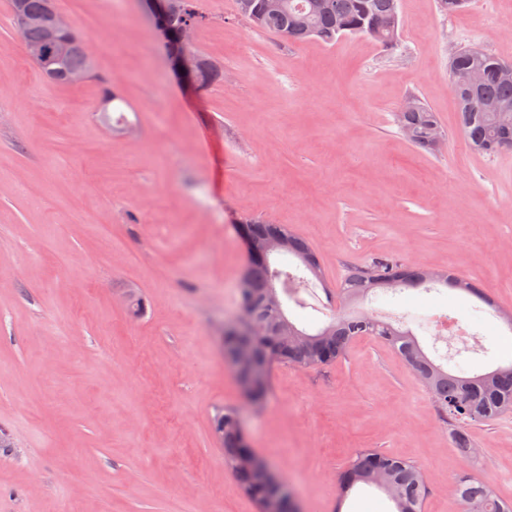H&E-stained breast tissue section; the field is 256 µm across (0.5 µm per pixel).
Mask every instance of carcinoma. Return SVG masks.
<instances>
[{"instance_id":"1","label":"carcinoma","mask_w":512,"mask_h":512,"mask_svg":"<svg viewBox=\"0 0 512 512\" xmlns=\"http://www.w3.org/2000/svg\"><path fill=\"white\" fill-rule=\"evenodd\" d=\"M264 0H250V8L242 12L255 29L278 36L288 33V40L302 42L311 38L334 44L341 37L369 36L382 45H393L399 36L398 0H328L323 10L312 9L311 0H285L286 11L272 13L264 9ZM188 9L172 11L154 21L158 31L176 36L188 20L202 27L206 16L198 8V0H188ZM69 54L59 62L61 69L86 65L78 31L68 35ZM203 63L195 77L199 87H207L222 78L220 66L195 49ZM502 60L488 53L481 58L469 54V47L460 48L455 61L448 65L450 90L458 104V121L469 147L484 156H497L512 150V110L500 112L496 107L512 105V79L500 75ZM478 70L479 85L467 87L468 75ZM408 141L429 152L439 150L446 133L437 115L427 105L418 103V110L399 115ZM253 238H288V254L298 258L317 280L323 276L315 249L309 241L282 224H272L260 217L247 216L238 221ZM283 271L271 267L269 256L246 258L237 282L238 300L247 305L252 335L243 336L234 329L224 332V362L247 344L258 363V379L248 396L249 405L262 407L270 393L273 370L279 366H328L343 357L357 338L373 337L394 350L412 369L437 408L455 422L469 426L491 423L512 414V362L473 376L448 372L442 366L426 361L419 343L408 332L397 329L369 313L355 317L340 315L315 333L296 326L285 314L267 306V296ZM418 278L416 268L389 257H378L369 264L355 267L340 281L346 300L358 296L377 295L379 289L410 288ZM442 282L452 288L477 294L475 284L462 276L443 271ZM211 430L221 439L224 465L235 476L242 494L262 507L275 491L257 471V460L241 421L237 407H224L211 419ZM360 485L375 486L385 491L395 503L397 512H422L428 476L417 463L380 451L361 448L339 476L340 497L344 501ZM456 512H512V501L499 499L487 481L460 480L456 486Z\"/></svg>"}]
</instances>
